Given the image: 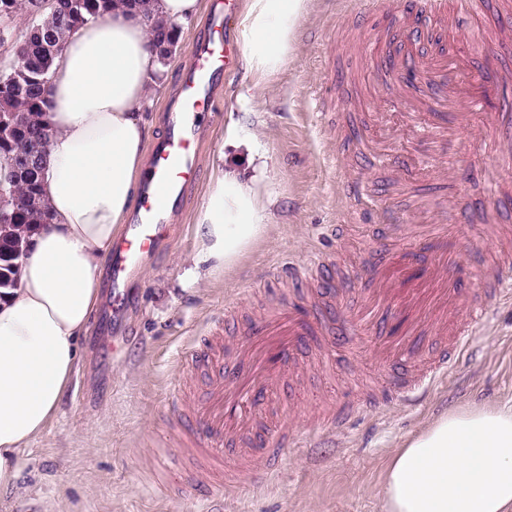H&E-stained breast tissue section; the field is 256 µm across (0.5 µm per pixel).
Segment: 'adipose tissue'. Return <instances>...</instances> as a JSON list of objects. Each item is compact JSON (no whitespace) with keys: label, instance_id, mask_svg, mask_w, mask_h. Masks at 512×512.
I'll use <instances>...</instances> for the list:
<instances>
[{"label":"adipose tissue","instance_id":"obj_1","mask_svg":"<svg viewBox=\"0 0 512 512\" xmlns=\"http://www.w3.org/2000/svg\"><path fill=\"white\" fill-rule=\"evenodd\" d=\"M311 0H245L238 42L255 96L287 63ZM178 25L199 0L122 6L73 31L56 55L43 120L52 136L41 194L50 214L0 294V490L17 453L47 427L79 359L104 261L146 164L140 110L162 68L145 12ZM261 166L225 170L198 220V254L215 274L234 270L267 235ZM384 512H512V407L440 414L392 454Z\"/></svg>","mask_w":512,"mask_h":512}]
</instances>
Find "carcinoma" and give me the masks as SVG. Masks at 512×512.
<instances>
[{
	"mask_svg": "<svg viewBox=\"0 0 512 512\" xmlns=\"http://www.w3.org/2000/svg\"><path fill=\"white\" fill-rule=\"evenodd\" d=\"M12 4L9 19L23 12L30 17L27 32L18 36L10 25L0 27V47L22 55L24 71H0V114L9 133L0 135V288L18 283L19 257L27 247L33 226L46 224L49 215L41 200L42 153L33 149V139L50 138L42 114L50 83V70L66 36L88 19L112 14L116 0H60L48 12L41 0H0ZM155 33L161 59L175 51L179 31L145 14Z\"/></svg>",
	"mask_w": 512,
	"mask_h": 512,
	"instance_id": "obj_1",
	"label": "carcinoma"
}]
</instances>
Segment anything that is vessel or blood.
<instances>
[{"instance_id": "1", "label": "vessel or blood", "mask_w": 512, "mask_h": 512, "mask_svg": "<svg viewBox=\"0 0 512 512\" xmlns=\"http://www.w3.org/2000/svg\"><path fill=\"white\" fill-rule=\"evenodd\" d=\"M234 5L235 0H211L208 35L194 43L182 71L179 94L166 113L165 134L152 149L128 222L112 248L111 315H120L127 306L139 270L171 236L178 211L200 178L201 118L211 108L218 80L232 66L229 53L219 51L212 35L229 30ZM484 7L485 0H405L403 12L413 16L418 36L430 38L447 27H462ZM423 62L450 84L444 90L428 89L415 122L422 134L443 137L459 125L463 116L455 112V100H463L468 111H484L491 79H476L480 62L468 45L450 55L436 50L422 60L412 45L404 43L389 50L383 67L414 80ZM373 264L380 267V274L358 289L341 311L330 302L312 300L309 290L315 281L333 282L332 268L316 263L289 268L287 288L238 339L225 342L224 322L219 319L207 336L191 345L184 359L200 369L204 388L197 394L178 384L170 391L169 469H179L182 458L189 457L199 463L218 493L247 491L260 478L272 477L286 449L297 444L293 432L280 424L282 381L310 353L330 348L334 335L372 337L374 354L384 362L404 357L426 360L416 378L404 372L390 375L393 389L417 401L452 368L454 354L466 350L479 335L478 323L487 314L484 298L512 299L508 278H495L482 289L464 288L459 245L444 235L427 236L421 250L401 249L374 258ZM462 304L470 323L455 315ZM350 413L349 401H337L317 428L336 430L347 424ZM229 456H247L263 467H231L225 463Z\"/></svg>"}]
</instances>
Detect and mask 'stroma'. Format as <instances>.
I'll return each instance as SVG.
<instances>
[{
    "label": "stroma",
    "instance_id": "obj_1",
    "mask_svg": "<svg viewBox=\"0 0 512 512\" xmlns=\"http://www.w3.org/2000/svg\"><path fill=\"white\" fill-rule=\"evenodd\" d=\"M390 15L369 14L361 2L313 0L292 59L267 81L263 97H252L254 78L244 68L225 77L204 132L202 177L176 218V234L142 266L134 301L119 318L105 320L107 299L99 297L58 411L19 450L17 485L0 491V512H382L381 473L405 439L443 411L512 401V303L493 300L487 334L420 405L393 398L374 406L366 388L390 369L374 360L368 339L356 336L291 377L282 421L303 447L285 454L269 487L238 501L192 490L178 477L165 490L155 487L167 387L201 385L181 356L206 333L208 318L225 314L243 325L263 312L264 289L285 287L289 267L314 259L359 287L371 255L388 244L379 234L387 211L408 228L400 243L409 248L441 226L460 243L474 283L494 278L512 256V228L499 203L512 196V142L501 144L498 156L483 153L497 134L495 110L466 116L456 130L471 146L463 156L446 139L415 136L405 116L378 117L384 101L398 98L401 78L376 76L372 61L355 58L362 46L384 52L405 40L407 28ZM202 23L198 17L181 25L144 107L151 139L163 134L166 105ZM469 27L483 64L500 65L512 48V24H499L491 12ZM231 126L258 137L271 221L265 240L220 276L197 258L196 224L225 166L247 165L224 144ZM375 149L401 156L402 165L378 166ZM353 182L373 192L368 209H351L343 186ZM231 293L237 305L228 313ZM344 396L358 412L343 431L317 434L314 421Z\"/></svg>",
    "mask_w": 512,
    "mask_h": 512
}]
</instances>
